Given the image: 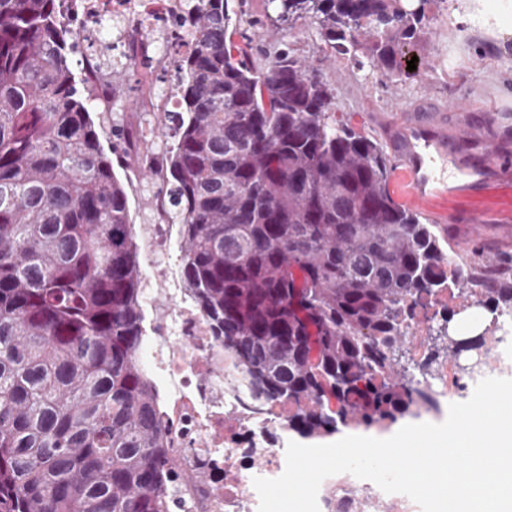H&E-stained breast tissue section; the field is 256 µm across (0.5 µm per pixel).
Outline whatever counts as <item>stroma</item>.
<instances>
[{
  "instance_id": "35a3bbf8",
  "label": "stroma",
  "mask_w": 512,
  "mask_h": 512,
  "mask_svg": "<svg viewBox=\"0 0 512 512\" xmlns=\"http://www.w3.org/2000/svg\"><path fill=\"white\" fill-rule=\"evenodd\" d=\"M229 9L242 17L235 40L251 45L256 65H264L278 50H291L321 71L336 93L338 111L352 114L364 134H380L370 113L392 116L421 97L442 105L468 104L469 122L495 141L512 127V0H430L419 37L409 48L418 59L416 68L393 78L383 75L369 57L357 62L333 55L308 24L286 26L267 37L273 15L268 0H229ZM174 72L175 60L166 56L156 60L154 69H139L133 80L121 84L108 80L111 103H104L100 89L91 91V116L128 195L132 234L142 262L147 259L149 225L167 221L160 204L161 167L170 141L156 136L150 149L135 160L110 127L116 120L129 126L140 122L157 126L164 112L176 108ZM414 208L424 215L440 211L458 216V223L444 225L442 234L460 261L485 257L493 262L491 274L512 278V266L498 262L500 256L512 255V175L482 192L435 198L415 203ZM471 213L484 214L485 224L464 223V216Z\"/></svg>"
}]
</instances>
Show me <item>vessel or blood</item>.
<instances>
[{
	"label": "vessel or blood",
	"mask_w": 512,
	"mask_h": 512,
	"mask_svg": "<svg viewBox=\"0 0 512 512\" xmlns=\"http://www.w3.org/2000/svg\"><path fill=\"white\" fill-rule=\"evenodd\" d=\"M385 137L404 192L419 201L474 192L506 170L503 154L468 127L465 112L452 121L428 100L401 108Z\"/></svg>",
	"instance_id": "1"
}]
</instances>
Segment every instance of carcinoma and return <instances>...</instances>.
Instances as JSON below:
<instances>
[{
	"label": "carcinoma",
	"instance_id": "obj_1",
	"mask_svg": "<svg viewBox=\"0 0 512 512\" xmlns=\"http://www.w3.org/2000/svg\"><path fill=\"white\" fill-rule=\"evenodd\" d=\"M62 0H0V512H168V433L140 361L144 313L128 197L70 67ZM430 0H279L340 55L386 76ZM163 182L181 274L261 402L304 438L436 412L401 364L414 310L448 278L433 224L396 201L381 144L337 116L320 70L281 50L265 68L229 32L228 0H181ZM497 313L512 280L473 292ZM499 322L421 365L481 349ZM327 491L328 512H399Z\"/></svg>",
	"mask_w": 512,
	"mask_h": 512
}]
</instances>
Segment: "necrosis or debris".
I'll list each match as a JSON object with an SVG mask.
<instances>
[{
	"label": "necrosis or debris",
	"mask_w": 512,
	"mask_h": 512,
	"mask_svg": "<svg viewBox=\"0 0 512 512\" xmlns=\"http://www.w3.org/2000/svg\"><path fill=\"white\" fill-rule=\"evenodd\" d=\"M71 8L76 29L93 41L101 38V18L129 22L138 33L132 49L139 57H148L157 40L173 42L176 0H73ZM170 235V225H156L149 245L142 306L152 310L160 280L168 284L169 306L159 335L146 336L140 355L169 431L175 469L170 512H257L254 478H277L286 467V411L251 400L174 275Z\"/></svg>",
	"instance_id": "1"
}]
</instances>
